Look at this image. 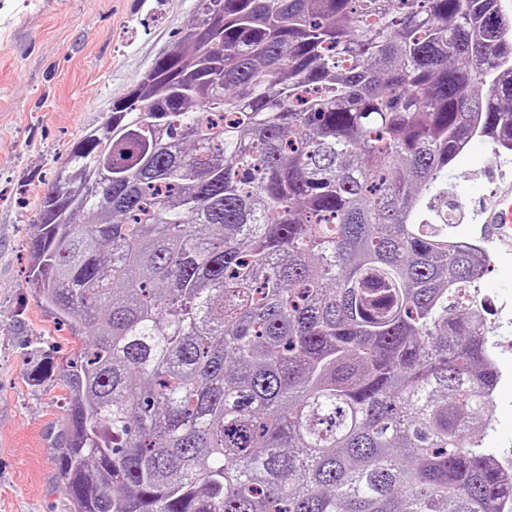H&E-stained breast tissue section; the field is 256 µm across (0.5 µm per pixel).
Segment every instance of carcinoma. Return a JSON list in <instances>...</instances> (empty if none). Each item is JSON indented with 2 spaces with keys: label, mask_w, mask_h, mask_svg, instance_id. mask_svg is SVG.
Returning a JSON list of instances; mask_svg holds the SVG:
<instances>
[{
  "label": "carcinoma",
  "mask_w": 512,
  "mask_h": 512,
  "mask_svg": "<svg viewBox=\"0 0 512 512\" xmlns=\"http://www.w3.org/2000/svg\"><path fill=\"white\" fill-rule=\"evenodd\" d=\"M512 153L498 0H195L44 183L67 512H512L489 255L423 210Z\"/></svg>",
  "instance_id": "obj_1"
}]
</instances>
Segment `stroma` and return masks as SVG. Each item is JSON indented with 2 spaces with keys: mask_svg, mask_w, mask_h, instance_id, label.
Masks as SVG:
<instances>
[{
  "mask_svg": "<svg viewBox=\"0 0 512 512\" xmlns=\"http://www.w3.org/2000/svg\"><path fill=\"white\" fill-rule=\"evenodd\" d=\"M195 0H0V512H65L55 435L67 389L45 377L78 341L57 329L25 284L27 231L38 193L66 148L99 125L113 98L136 84L171 47ZM490 144L473 139L448 168L453 235L468 239L476 201H491L501 173ZM477 286L489 336L503 342L487 448H512V271L489 265Z\"/></svg>",
  "mask_w": 512,
  "mask_h": 512,
  "instance_id": "stroma-1",
  "label": "stroma"
}]
</instances>
